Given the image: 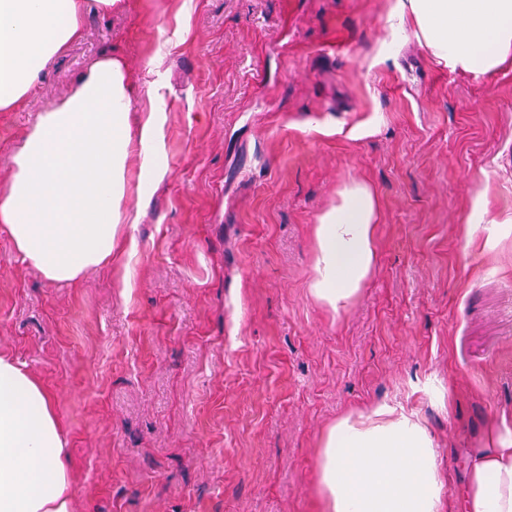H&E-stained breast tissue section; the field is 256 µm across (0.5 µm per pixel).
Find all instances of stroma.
Instances as JSON below:
<instances>
[{
	"mask_svg": "<svg viewBox=\"0 0 512 512\" xmlns=\"http://www.w3.org/2000/svg\"><path fill=\"white\" fill-rule=\"evenodd\" d=\"M397 0H120L24 103L11 154L97 59L157 88L164 175L112 264L59 284L0 230V352L54 400L71 512H318L319 439L385 405L427 430L457 512L512 431V65L432 60ZM375 191L379 263L336 313L313 231Z\"/></svg>",
	"mask_w": 512,
	"mask_h": 512,
	"instance_id": "obj_1",
	"label": "stroma"
}]
</instances>
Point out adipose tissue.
I'll list each match as a JSON object with an SVG mask.
<instances>
[{"instance_id": "ef3b65f1", "label": "adipose tissue", "mask_w": 512, "mask_h": 512, "mask_svg": "<svg viewBox=\"0 0 512 512\" xmlns=\"http://www.w3.org/2000/svg\"><path fill=\"white\" fill-rule=\"evenodd\" d=\"M392 21L412 20L440 64L481 75L512 56V0H397ZM83 0H0V111L26 97L39 72L84 30ZM150 82L119 60H96L69 93L39 115L11 156L0 227L22 261L52 282L111 263L124 224L162 172L149 148L158 134ZM377 199L353 181L314 228L310 291L349 309L378 263ZM321 512H441V479L423 425L386 406L348 415L321 437ZM71 480L52 397L0 354V512H70ZM461 512H512V436L475 449Z\"/></svg>"}]
</instances>
